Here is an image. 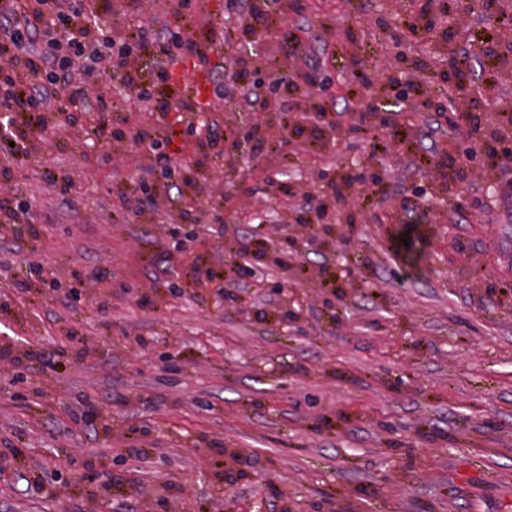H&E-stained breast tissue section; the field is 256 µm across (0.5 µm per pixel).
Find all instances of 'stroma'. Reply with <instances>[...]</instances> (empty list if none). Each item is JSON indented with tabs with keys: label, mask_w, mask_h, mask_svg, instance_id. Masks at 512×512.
Here are the masks:
<instances>
[{
	"label": "stroma",
	"mask_w": 512,
	"mask_h": 512,
	"mask_svg": "<svg viewBox=\"0 0 512 512\" xmlns=\"http://www.w3.org/2000/svg\"><path fill=\"white\" fill-rule=\"evenodd\" d=\"M326 44L299 61L277 40L245 51L216 35L211 94L195 115L234 134L264 123L283 153L236 149L239 166L207 169L195 186L159 179L163 211L121 210L138 174L132 138L94 134L78 115L53 146L36 136L11 169L37 233L0 230V512H512V169L478 175L469 206L421 157L447 149L436 113L384 115L409 134L380 153L346 136L353 61L373 80L408 81L394 49L401 0H300ZM485 14L439 18L467 66L472 95L485 61L474 41ZM356 41H348L346 30ZM278 57L331 79L332 123L315 115L285 139L263 118L257 75ZM253 66L245 85L234 75ZM380 168L378 185L346 187L335 223L252 221L278 209L257 195L323 172ZM76 186L63 201L49 175ZM288 252L265 283L227 263L236 250ZM60 355L50 369L33 352ZM249 481H225L237 464Z\"/></svg>",
	"instance_id": "obj_1"
}]
</instances>
